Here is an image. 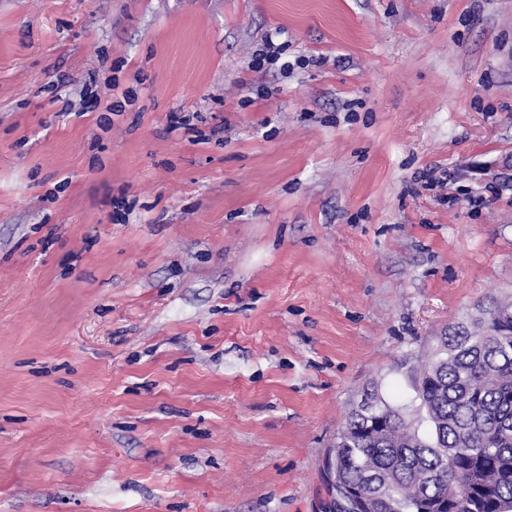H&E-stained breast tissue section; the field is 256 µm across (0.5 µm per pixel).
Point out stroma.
Instances as JSON below:
<instances>
[{
    "label": "stroma",
    "instance_id": "stroma-1",
    "mask_svg": "<svg viewBox=\"0 0 512 512\" xmlns=\"http://www.w3.org/2000/svg\"><path fill=\"white\" fill-rule=\"evenodd\" d=\"M494 299L512 0H0V512H325Z\"/></svg>",
    "mask_w": 512,
    "mask_h": 512
}]
</instances>
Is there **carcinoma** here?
Listing matches in <instances>:
<instances>
[{
    "label": "carcinoma",
    "instance_id": "cac0c4a2",
    "mask_svg": "<svg viewBox=\"0 0 512 512\" xmlns=\"http://www.w3.org/2000/svg\"><path fill=\"white\" fill-rule=\"evenodd\" d=\"M415 393L424 432L376 391L340 430L365 512H512V304L436 337Z\"/></svg>",
    "mask_w": 512,
    "mask_h": 512
}]
</instances>
